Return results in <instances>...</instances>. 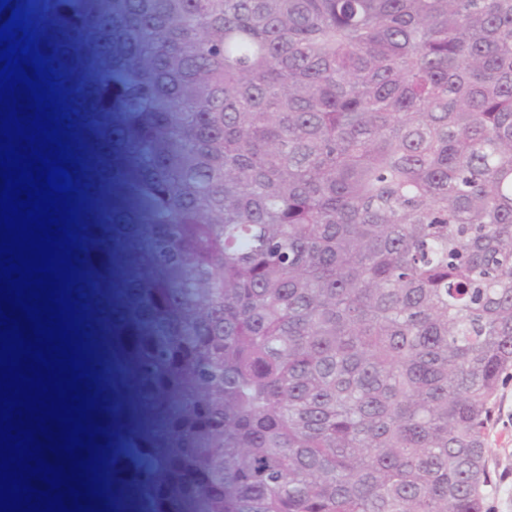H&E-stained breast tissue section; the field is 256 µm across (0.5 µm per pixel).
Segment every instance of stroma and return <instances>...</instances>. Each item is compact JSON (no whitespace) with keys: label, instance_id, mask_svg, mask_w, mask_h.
Masks as SVG:
<instances>
[{"label":"stroma","instance_id":"1","mask_svg":"<svg viewBox=\"0 0 512 512\" xmlns=\"http://www.w3.org/2000/svg\"><path fill=\"white\" fill-rule=\"evenodd\" d=\"M130 139L121 160L128 179L115 192V203L120 210L139 211L145 225L143 234L130 244L126 274L144 281H168L167 272L152 260L150 241L152 234L162 222L161 215L142 204L140 186L154 174L155 156L158 145L148 138L137 124H130ZM133 314L142 322L144 345L139 354L125 355L128 372L134 373L140 360L155 354L158 345H165L170 354L158 376L143 380L129 381L127 395L139 398L153 422L163 445V466L154 490L156 498H163L184 489L194 502H201L204 488L201 482L182 486L180 478L190 460L193 448L187 430L192 408V394L188 386L173 385L181 357L176 344V321L174 317L147 313L145 306L136 305ZM489 467L498 490L490 497V512H512V380L501 388L495 408L494 421L490 430Z\"/></svg>","mask_w":512,"mask_h":512}]
</instances>
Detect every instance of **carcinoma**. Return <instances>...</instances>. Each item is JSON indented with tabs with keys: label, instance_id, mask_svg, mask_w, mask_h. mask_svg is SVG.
<instances>
[{
	"label": "carcinoma",
	"instance_id": "carcinoma-1",
	"mask_svg": "<svg viewBox=\"0 0 512 512\" xmlns=\"http://www.w3.org/2000/svg\"><path fill=\"white\" fill-rule=\"evenodd\" d=\"M47 2L29 24L79 160L87 512H126L161 463L114 388V355L143 345L121 266L139 224L107 202L131 118L167 145L153 249L202 512H488L512 373V0Z\"/></svg>",
	"mask_w": 512,
	"mask_h": 512
}]
</instances>
